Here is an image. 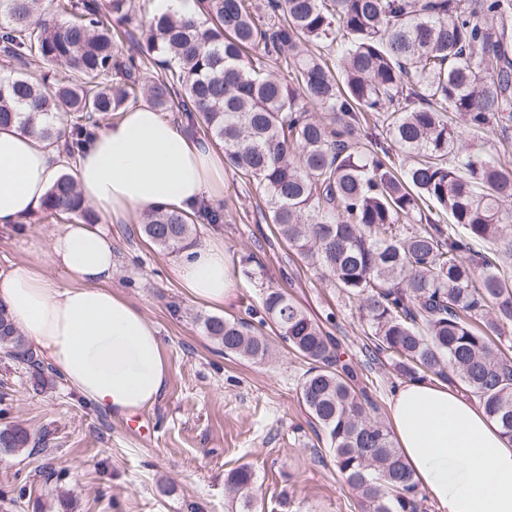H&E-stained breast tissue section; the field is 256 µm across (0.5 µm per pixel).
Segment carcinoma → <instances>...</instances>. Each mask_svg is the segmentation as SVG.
I'll return each mask as SVG.
<instances>
[{
	"mask_svg": "<svg viewBox=\"0 0 512 512\" xmlns=\"http://www.w3.org/2000/svg\"><path fill=\"white\" fill-rule=\"evenodd\" d=\"M198 10L143 21L132 0H0V127L73 159L131 104L184 113L262 191V220L357 305L369 360L386 356L401 379L462 385L512 440V355L497 342L512 328V278L496 262L512 253V163L457 146L467 131L512 122V0H198ZM124 36L128 54L116 50ZM307 43L338 44L336 61ZM266 58L284 61L291 81L266 74ZM38 60L70 75L37 78ZM298 90L328 119L299 107ZM42 208L99 222L68 172ZM200 218L224 214L158 208L141 232L178 253ZM258 323L309 365L301 402L361 512H426L340 341L280 288H265ZM204 326L226 354L269 355L250 323ZM0 351L46 385L1 305ZM31 443L27 429L0 426L1 451ZM254 483L247 465L226 479L246 510Z\"/></svg>",
	"mask_w": 512,
	"mask_h": 512,
	"instance_id": "1",
	"label": "carcinoma"
}]
</instances>
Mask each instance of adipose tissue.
<instances>
[{
	"label": "adipose tissue",
	"mask_w": 512,
	"mask_h": 512,
	"mask_svg": "<svg viewBox=\"0 0 512 512\" xmlns=\"http://www.w3.org/2000/svg\"><path fill=\"white\" fill-rule=\"evenodd\" d=\"M61 172L55 147L0 130V224L33 215ZM83 197L120 223L160 206L189 212L224 192V160L148 106L124 112L77 155ZM48 256L0 269V303L69 385L95 407L130 416L151 406L167 377L155 327L114 293L112 240L73 223L55 233ZM189 296L223 303L233 290L224 249L196 251L177 270ZM391 427L414 480L441 512H512V440L474 398L437 380L404 383L389 404Z\"/></svg>",
	"instance_id": "obj_1"
}]
</instances>
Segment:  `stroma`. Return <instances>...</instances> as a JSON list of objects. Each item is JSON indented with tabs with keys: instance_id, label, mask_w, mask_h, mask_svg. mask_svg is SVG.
<instances>
[{
	"instance_id": "obj_1",
	"label": "stroma",
	"mask_w": 512,
	"mask_h": 512,
	"mask_svg": "<svg viewBox=\"0 0 512 512\" xmlns=\"http://www.w3.org/2000/svg\"><path fill=\"white\" fill-rule=\"evenodd\" d=\"M255 185L224 172L220 224H200L196 249L224 247L234 295L224 306L194 301L176 270L181 255L150 244L140 213L100 227L112 239V290L156 327L167 361L159 399L130 418L96 409L64 382L33 389L22 364L0 353V401L9 422L26 428L32 445L0 451V512H243L224 489L227 474L250 465L256 477L252 512H360L356 491L340 477L325 436L299 400L307 365L274 343L256 362L225 354L207 335L210 316L257 323L263 285L286 288L316 321L326 322L353 361L367 328L345 294L306 267L274 225L262 221ZM62 221L38 211L24 231L0 230V269L46 251ZM264 265L244 273L247 257ZM27 479L31 497L14 501L8 486Z\"/></svg>"
}]
</instances>
